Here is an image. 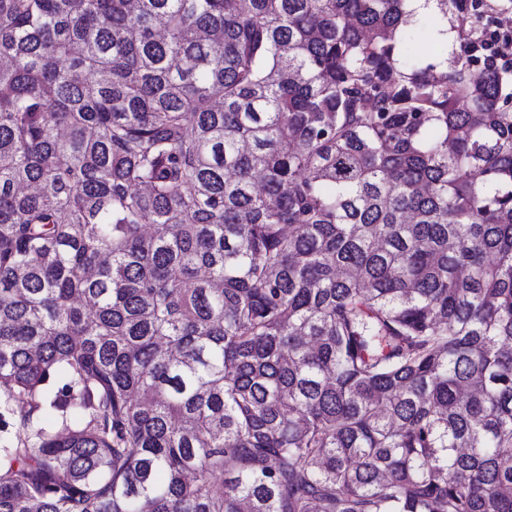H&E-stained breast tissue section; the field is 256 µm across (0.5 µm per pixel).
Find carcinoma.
<instances>
[{
	"label": "carcinoma",
	"mask_w": 512,
	"mask_h": 512,
	"mask_svg": "<svg viewBox=\"0 0 512 512\" xmlns=\"http://www.w3.org/2000/svg\"><path fill=\"white\" fill-rule=\"evenodd\" d=\"M502 17L0 0V512H512Z\"/></svg>",
	"instance_id": "1"
}]
</instances>
